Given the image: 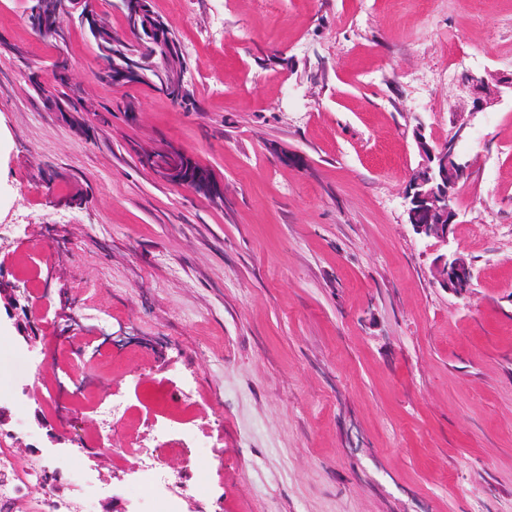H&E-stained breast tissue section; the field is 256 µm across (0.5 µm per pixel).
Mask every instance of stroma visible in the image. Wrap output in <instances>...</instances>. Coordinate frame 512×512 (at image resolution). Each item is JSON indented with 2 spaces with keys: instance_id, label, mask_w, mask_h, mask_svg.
Wrapping results in <instances>:
<instances>
[{
  "instance_id": "stroma-1",
  "label": "stroma",
  "mask_w": 512,
  "mask_h": 512,
  "mask_svg": "<svg viewBox=\"0 0 512 512\" xmlns=\"http://www.w3.org/2000/svg\"><path fill=\"white\" fill-rule=\"evenodd\" d=\"M154 8L192 108L101 82L81 27L59 50L22 0H0V276L27 294L49 357L35 386L14 379L21 343L0 318L5 405L23 401L31 434L13 444L20 467L67 456L48 439L60 418L98 439L95 406L117 392L138 445L148 403L222 442L221 467L206 448L165 463L194 457L223 512H512V97L477 112L460 81L512 72V0ZM61 50L91 111H49L30 82ZM418 116L439 141L468 126L451 239L475 265L467 300L434 281L438 249L406 222ZM168 147L212 171L223 205L142 164ZM76 369L87 398L59 409L48 393ZM187 376L195 406L174 397ZM139 462L135 448L87 459L91 512H143Z\"/></svg>"
}]
</instances>
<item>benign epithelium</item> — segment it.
Listing matches in <instances>:
<instances>
[{
    "label": "benign epithelium",
    "mask_w": 512,
    "mask_h": 512,
    "mask_svg": "<svg viewBox=\"0 0 512 512\" xmlns=\"http://www.w3.org/2000/svg\"><path fill=\"white\" fill-rule=\"evenodd\" d=\"M122 5L135 22H144L148 33L160 27L148 12L147 0H122ZM45 11V0H25L26 18L44 28H56V25L45 21ZM64 12L68 18L77 20L85 30L98 25V18L87 7V0H67ZM112 75L120 85L150 83L156 91L175 98L183 96L186 90L182 69H174L170 73V80L153 84L144 74L140 62L134 58H123L114 63ZM462 84L469 91L474 108L481 109L498 102L505 91L512 92V74H495L487 78L466 73ZM414 121L412 136L419 161L404 189L407 223L420 238L433 239L438 246L446 248L433 260V276L449 293L458 298H467L474 287L475 266L465 254L449 248L450 235L454 233L459 218L454 206L455 190L467 178L471 168L470 161L458 149L459 142L467 136V124L455 125L448 139L438 142L428 134L427 124L421 117H415ZM185 157L184 151L158 150L146 154L144 162L165 181L182 185ZM0 300L4 301L5 313L13 320L18 334L28 345H34L37 336L29 331L22 316L26 312V306L22 305L27 300L26 293L18 288H1Z\"/></svg>",
    "instance_id": "7a95c632"
}]
</instances>
